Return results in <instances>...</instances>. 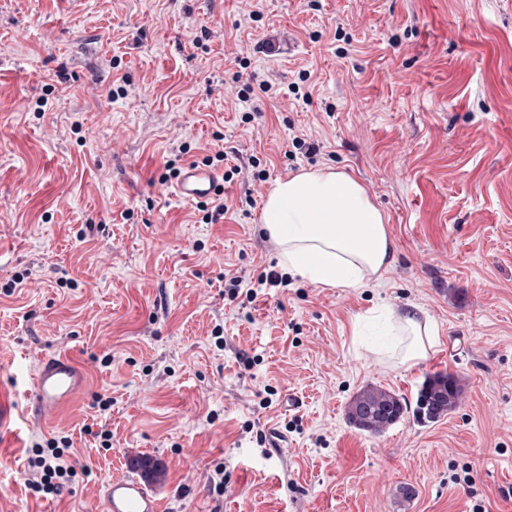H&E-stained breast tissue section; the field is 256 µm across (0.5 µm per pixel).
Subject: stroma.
<instances>
[{
  "label": "stroma",
  "mask_w": 512,
  "mask_h": 512,
  "mask_svg": "<svg viewBox=\"0 0 512 512\" xmlns=\"http://www.w3.org/2000/svg\"><path fill=\"white\" fill-rule=\"evenodd\" d=\"M185 143L243 167L218 223L163 179ZM313 167L385 213L390 267L242 308L226 278L278 260L265 196ZM412 307L438 335L409 367L392 316ZM50 351L86 392L0 454V512H99L142 455L169 512H512V0H0V379L23 364L19 402ZM437 373L462 387L440 421L349 423L363 388L412 404ZM64 435L75 477L33 493V446Z\"/></svg>",
  "instance_id": "35a3bbf8"
}]
</instances>
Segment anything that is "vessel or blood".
Here are the masks:
<instances>
[{
  "label": "vessel or blood",
  "instance_id": "vessel-or-blood-1",
  "mask_svg": "<svg viewBox=\"0 0 512 512\" xmlns=\"http://www.w3.org/2000/svg\"><path fill=\"white\" fill-rule=\"evenodd\" d=\"M224 176L195 162H186L171 190L175 200L203 201L212 198ZM86 382L80 366L65 353H45L33 376L32 417L40 420L72 403L83 394ZM11 382H0V447L22 448L16 425ZM100 512H164L163 502L147 481L137 461L130 460L119 476L104 486Z\"/></svg>",
  "mask_w": 512,
  "mask_h": 512
}]
</instances>
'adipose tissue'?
Wrapping results in <instances>:
<instances>
[{
  "label": "adipose tissue",
  "instance_id": "obj_1",
  "mask_svg": "<svg viewBox=\"0 0 512 512\" xmlns=\"http://www.w3.org/2000/svg\"><path fill=\"white\" fill-rule=\"evenodd\" d=\"M260 222L276 243L282 268L318 287H366L393 260L383 212L344 172L313 168L276 181ZM397 324L408 338L402 363L425 359L436 342L435 324L409 312Z\"/></svg>",
  "mask_w": 512,
  "mask_h": 512
}]
</instances>
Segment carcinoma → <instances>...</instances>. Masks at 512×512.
<instances>
[{
	"instance_id": "cac0c4a2",
	"label": "carcinoma",
	"mask_w": 512,
	"mask_h": 512,
	"mask_svg": "<svg viewBox=\"0 0 512 512\" xmlns=\"http://www.w3.org/2000/svg\"><path fill=\"white\" fill-rule=\"evenodd\" d=\"M459 399V387L454 377L436 374L427 379L419 390L416 414L426 422H435L448 415ZM407 411V404L398 395L368 386L352 400L348 420L357 429L380 434L397 423Z\"/></svg>"
}]
</instances>
